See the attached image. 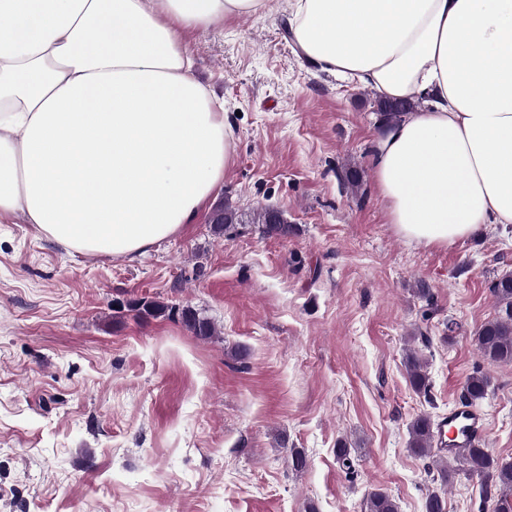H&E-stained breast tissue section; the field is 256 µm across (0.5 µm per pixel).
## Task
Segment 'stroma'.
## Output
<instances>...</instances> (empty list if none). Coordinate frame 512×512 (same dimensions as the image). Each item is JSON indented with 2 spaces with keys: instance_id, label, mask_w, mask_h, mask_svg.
I'll return each mask as SVG.
<instances>
[{
  "instance_id": "1",
  "label": "stroma",
  "mask_w": 512,
  "mask_h": 512,
  "mask_svg": "<svg viewBox=\"0 0 512 512\" xmlns=\"http://www.w3.org/2000/svg\"><path fill=\"white\" fill-rule=\"evenodd\" d=\"M289 19V0H269L180 36L232 116L208 205L231 201L244 221L224 237L205 213L129 259L0 223V512H364L377 488L424 512L436 467L409 452V425L461 404L478 370L492 380L484 444L512 462V363L473 341L496 314L492 280L512 273V224L450 247L399 236L375 181L374 93L301 58ZM258 206L294 232L265 234L249 221ZM142 298L192 307L217 333L142 316L129 307ZM411 348L424 394L407 379ZM445 499L485 512L462 472ZM405 368L409 381L415 391L427 393L428 376L425 370V363L415 350L410 351L405 358Z\"/></svg>"
}]
</instances>
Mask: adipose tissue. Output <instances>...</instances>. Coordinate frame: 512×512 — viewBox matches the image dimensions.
Returning <instances> with one entry per match:
<instances>
[{"mask_svg":"<svg viewBox=\"0 0 512 512\" xmlns=\"http://www.w3.org/2000/svg\"><path fill=\"white\" fill-rule=\"evenodd\" d=\"M268 0H0V222L133 257L191 223L224 179L232 125L185 30ZM320 70L422 99L376 138L398 234L452 245L512 224V0H293Z\"/></svg>","mask_w":512,"mask_h":512,"instance_id":"1","label":"adipose tissue"}]
</instances>
